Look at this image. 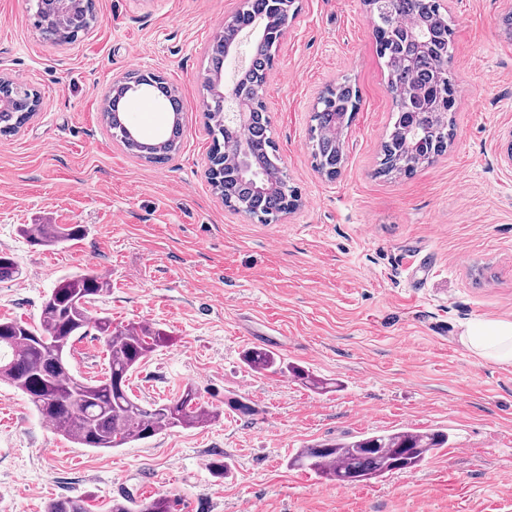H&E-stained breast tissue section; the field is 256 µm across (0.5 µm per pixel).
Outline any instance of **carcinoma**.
<instances>
[{"mask_svg":"<svg viewBox=\"0 0 512 512\" xmlns=\"http://www.w3.org/2000/svg\"><path fill=\"white\" fill-rule=\"evenodd\" d=\"M74 22L62 25L47 14L34 10L35 26L43 39L66 44L96 21L91 0H70ZM395 16H415L428 24L438 37L437 49L426 51L410 39L395 38L388 21L371 15L377 53L384 60L395 120L383 147L380 172L410 175L420 164L432 160L448 146L453 136L451 112L455 89L442 60L452 45L453 29L442 14L439 0H392ZM265 0H247V8L234 16L235 28L261 16ZM273 46L254 44L249 78L241 83L247 98L257 99L262 75L272 67ZM353 88L338 84L326 88L314 109L310 133L314 142L317 169L325 174L341 169L344 154L339 124L349 115ZM207 119L213 145L214 164L225 175L221 181L224 205L242 211L262 224L279 219L298 200L297 190L279 166L270 122L262 109L253 113L251 127L242 135L255 160V173L241 177L235 157L224 155L223 139L237 133L224 127L221 113L209 112ZM30 116L24 111L0 112V134L18 132ZM181 124H176L163 147L142 156V146L134 141L124 146L149 162L163 163L178 148ZM20 233L33 246L50 247L75 241L83 236L78 224H23ZM19 274L15 258L0 253V281ZM108 279L94 271L71 274L59 279L41 307L35 323L21 319H0V380L25 395L39 416L75 444L95 449L119 448L127 443L151 438L174 428L192 429L218 418L219 407L202 402L196 390L187 385L182 393L165 402L143 406L129 388V379L138 366L157 348L171 341L163 330L144 323L112 326L107 317L92 318L87 305L107 293ZM94 327L108 355L105 376L91 380L76 374L69 356L76 339ZM246 363L258 372L289 373L315 388L322 380L303 367L288 364L277 354L251 349ZM448 433L400 429L386 434L356 435L342 440L314 442L288 458V467L309 470L339 485H353L382 478L395 472L415 469L447 447ZM170 499L144 497L112 504L111 512H172ZM47 512H89L87 499L63 497L52 501Z\"/></svg>","mask_w":512,"mask_h":512,"instance_id":"cac0c4a2","label":"carcinoma"}]
</instances>
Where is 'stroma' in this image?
Returning <instances> with one entry per match:
<instances>
[{
    "instance_id": "1",
    "label": "stroma",
    "mask_w": 512,
    "mask_h": 512,
    "mask_svg": "<svg viewBox=\"0 0 512 512\" xmlns=\"http://www.w3.org/2000/svg\"><path fill=\"white\" fill-rule=\"evenodd\" d=\"M97 22L70 44L42 41L30 0H0V74L41 98L0 136V252L20 276L0 281V318L36 320L57 280L85 270L110 290L89 304L114 324L172 338L133 373L143 403L193 386L224 413L112 450L82 448L0 382V512H45L66 496L92 512L165 495L174 512H512V364L457 341L461 322L512 320V30L504 0H448L456 84L447 151L409 176H377L393 103L364 0H296L265 95L280 165L299 205L262 224L225 207L205 170L212 138L204 86L210 47L244 0H94ZM150 70L183 105L180 147L164 164L113 139L104 98L128 72ZM349 80L360 103L336 177L317 172L309 129L326 87ZM125 120L165 133L152 97ZM24 224H81L52 249ZM264 348L336 392L244 360ZM70 363L102 378L95 330ZM249 400L244 416L235 401ZM442 429L449 445L417 471L340 486L287 466L297 448L398 428ZM215 460L228 472L216 476Z\"/></svg>"
}]
</instances>
